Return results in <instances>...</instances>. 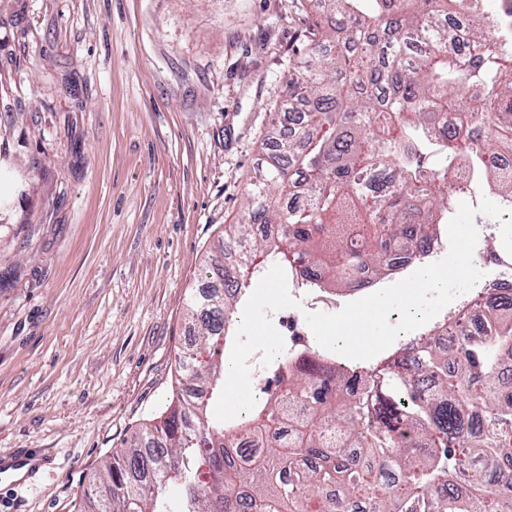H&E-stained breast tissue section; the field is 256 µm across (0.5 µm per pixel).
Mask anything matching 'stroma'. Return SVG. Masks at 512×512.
<instances>
[{
  "mask_svg": "<svg viewBox=\"0 0 512 512\" xmlns=\"http://www.w3.org/2000/svg\"><path fill=\"white\" fill-rule=\"evenodd\" d=\"M310 0H0V512H82L159 417L188 296L239 223ZM39 450L36 448H30L29 450L21 449L16 452L7 455L9 458L8 462H3L0 459V479L4 483H7L10 479L9 473L7 471V467L12 464L14 467H19L21 465L30 462V466H35V468L39 467L41 462H43V458L39 455Z\"/></svg>",
  "mask_w": 512,
  "mask_h": 512,
  "instance_id": "obj_1",
  "label": "stroma"
}]
</instances>
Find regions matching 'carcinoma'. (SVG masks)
<instances>
[{
  "label": "carcinoma",
  "mask_w": 512,
  "mask_h": 512,
  "mask_svg": "<svg viewBox=\"0 0 512 512\" xmlns=\"http://www.w3.org/2000/svg\"><path fill=\"white\" fill-rule=\"evenodd\" d=\"M334 23L293 64L264 143L270 162L189 296L196 343L175 358L160 417L112 452L89 512H512V297L462 308L481 324L418 360L330 381L271 362L266 391L216 422L224 350L252 281L278 264L309 288L351 287L448 223V183L512 199V9L502 0H311ZM453 112L456 123H445ZM240 247L238 278L224 252ZM179 486L172 498L168 484Z\"/></svg>",
  "instance_id": "cac0c4a2"
}]
</instances>
